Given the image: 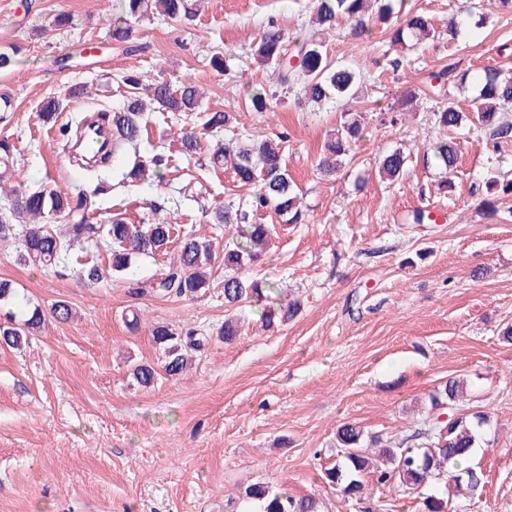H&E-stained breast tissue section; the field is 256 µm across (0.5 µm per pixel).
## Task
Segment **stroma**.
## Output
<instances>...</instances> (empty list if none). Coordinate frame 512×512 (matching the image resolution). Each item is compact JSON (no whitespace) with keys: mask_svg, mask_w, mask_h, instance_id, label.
Returning <instances> with one entry per match:
<instances>
[{"mask_svg":"<svg viewBox=\"0 0 512 512\" xmlns=\"http://www.w3.org/2000/svg\"><path fill=\"white\" fill-rule=\"evenodd\" d=\"M440 33V42L407 56L396 73L373 67L390 46L380 29L355 39L341 29L327 38L330 57L358 63L366 81L354 111L363 113L364 138L350 164L322 176L317 161L335 113L297 105L296 94L275 111L256 113L251 94L275 86L272 67L247 55L268 19L288 35L309 31L311 0H201L191 20L162 17L132 24L145 49L131 56L111 40L123 0H0V51L12 55L0 69V94L13 110L0 115V140L13 147L10 172L0 179V204L14 185L91 193L95 222L118 216L130 224L165 218L173 228L167 254L142 257L125 273L110 270L103 246H74L66 267L21 264L24 230L15 224L0 239V280L10 281L28 306L50 311L67 302L73 317L47 319L23 350L0 347V512H240L245 488L262 483L319 499L322 512H423L420 497L366 482L351 501L323 482L336 456V431L353 422L398 443L430 415L428 394L454 377L468 382L462 414L481 411L489 424L471 459L484 486L469 498L438 484L453 512H512V343L498 335L512 321V222L483 216L476 189L490 168L512 169V144L488 149L485 133L461 130V153L448 195L427 164L422 143L438 136L436 98L425 96L397 126H381L380 112L409 87H424L430 71L449 58L462 68L512 67V14H496L479 29L447 40L459 0H409ZM70 22L51 29L54 16ZM233 53L228 74L210 60ZM178 86L199 85L203 111H230L236 132L250 138L287 134L285 160L308 214L304 224L272 225L265 263L247 266L248 278L277 285L273 305L301 302V311L277 330L262 326L264 302L224 304V264L215 262L210 289L199 298L138 296L129 285H150L167 270L183 235L195 233L223 251L231 230L208 212L248 198L230 170L187 160L174 129L181 120L152 112L137 148L147 158L171 156L164 181L123 180V163L104 166L106 189L81 180L65 144L72 116L118 108L129 72ZM84 96L66 101L69 88ZM64 100L55 122L38 112L49 98ZM410 155L402 180L378 176L379 156L395 148ZM367 178L357 189L358 178ZM191 185L195 201L179 187ZM164 199L162 214L151 203ZM421 209L434 224H410ZM98 265L91 282L82 269ZM485 268L484 278L471 276ZM140 316L130 329L131 312ZM236 319L239 336L219 330ZM165 323L205 340L183 376H159L154 386L133 381L136 362H156L150 329Z\"/></svg>","mask_w":512,"mask_h":512,"instance_id":"35a3bbf8","label":"stroma"}]
</instances>
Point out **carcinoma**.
<instances>
[{"label": "carcinoma", "instance_id": "1", "mask_svg": "<svg viewBox=\"0 0 512 512\" xmlns=\"http://www.w3.org/2000/svg\"><path fill=\"white\" fill-rule=\"evenodd\" d=\"M128 16L139 19L158 14L173 21L194 16L193 0H123ZM311 32L294 39L292 52L285 49L286 33L272 19L267 21L258 40L251 44L250 57L261 65L274 67L276 89L267 90L250 98L253 112H272L285 103L288 91L297 88L304 99L323 107L331 105L340 110L339 126L324 144L318 161L319 170L330 175L336 172L351 156L352 149L363 138L360 115L348 109L358 99L363 70L354 64L331 60L327 53L326 35L342 21L349 23L351 35L362 39L373 26L383 25L389 33L390 46L401 54L388 60L396 70L402 65V52L414 51L436 37L431 19L420 12H404L403 0H312ZM112 40L123 46L127 54H137L145 46L131 41L130 29L119 23L112 26ZM431 90L446 91L448 85L473 83L477 95L463 109L452 95L433 112L434 125L441 130L457 131L465 126L482 129L493 150L512 143V122L499 117V112L512 109V73L501 67L487 66L474 72L459 70V63L451 62L428 76ZM122 82L127 96L122 110L112 113V155H124L136 149L143 135V117L147 112H198L203 92L196 85L184 84L178 88L158 81L142 84L135 72L125 75ZM202 130L218 133L234 127L236 117L230 112H206ZM181 153L192 159L200 150L199 132L180 128ZM284 138L275 140H244L232 134L217 145L209 157L214 167L232 170L236 182L255 188L249 199L238 205H227L213 211V223L234 226L236 239L224 245V302L234 306L247 298H270L276 294L274 283L248 280L239 271L258 261L267 250L271 239L268 224H253L250 216L270 211L281 224H304L306 213L302 209L295 183L288 174L284 158ZM424 155L444 174L454 173L459 155L456 142L435 138L424 142ZM408 156L395 149L382 155L378 169L383 178L397 181L403 176ZM169 158L162 153L153 154L146 161H137L123 172L124 179H141L145 168L157 171L167 169ZM486 196L478 203L483 214L499 217L506 223L512 220V209L500 208V196L512 192V179L507 173L494 174L485 181ZM90 198L85 194L76 197L60 189L33 192L13 191L7 204L0 207V237L13 231V221L29 218L19 251V260L43 267H58L65 261L70 244L68 240H87L105 245L111 253V270L117 273L131 268L141 256H154L164 252L171 241V225L128 224L114 218L106 224L89 220ZM55 215L66 221L69 239L49 230L36 220ZM216 259V251L209 240L190 235L180 241L177 259L168 271L151 285V293L160 297L192 299L209 287L207 269ZM13 304L21 317L8 314L0 323V345L19 349L27 343L28 336L45 321L42 311L26 308L11 287L0 280V303ZM298 312L297 303H289L265 313L264 326L285 323ZM156 346L162 351L160 367L149 363L132 368L134 381L142 387L152 386L162 370L170 377L182 374L193 353L203 345L204 339L192 330L180 335L169 326L156 324L151 329ZM466 383L460 378H450L430 394L436 416L423 422L410 436L414 446L406 442L378 449L372 460L361 452L365 438L363 427L345 423L336 432L338 451L336 462L324 469V478L336 486L341 495L355 499L363 493L364 478L369 475L379 487L398 489L404 493H422L433 483L466 489L475 494L484 484L483 473L469 465L477 442L478 430L489 423L479 411L468 417L457 413L460 394ZM245 508L242 512H318V502L313 496L292 497L286 493L272 492L261 483L245 489ZM425 512H450L449 500L430 494L423 498Z\"/></svg>", "mask_w": 512, "mask_h": 512}]
</instances>
